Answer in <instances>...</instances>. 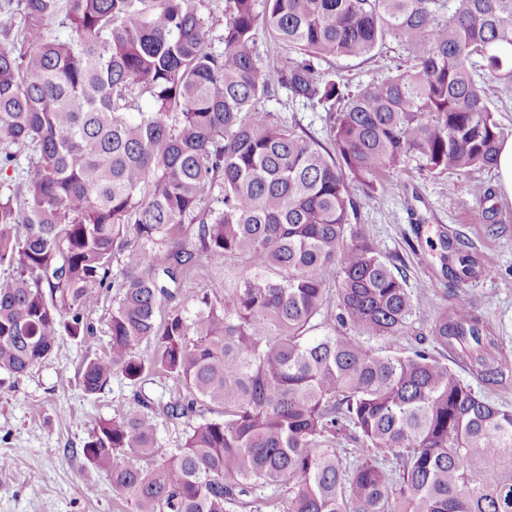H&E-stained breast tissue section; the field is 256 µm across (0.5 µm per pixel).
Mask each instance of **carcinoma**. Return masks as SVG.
Instances as JSON below:
<instances>
[{
  "mask_svg": "<svg viewBox=\"0 0 512 512\" xmlns=\"http://www.w3.org/2000/svg\"><path fill=\"white\" fill-rule=\"evenodd\" d=\"M255 2L224 0L221 53L197 0H23L18 25L0 5V179L34 153L0 197V265L15 271L0 281V371L89 335L110 280V345L81 382L95 395L120 375L134 405L83 454L131 512H253L267 486L269 512H512V410L441 358L498 385L512 372L497 338L460 296L430 347H401L428 292L355 223L350 189L371 196L409 157L432 175L494 166L503 131L481 81L512 97V0ZM56 18L66 41L46 32ZM262 32L292 57L262 63ZM388 37L406 68L382 82L352 91L322 69ZM281 89L329 113V142L261 109ZM145 94L152 110L135 111ZM236 255L254 272L157 321L201 262ZM155 375L174 383L165 402L137 391ZM161 419L182 427L163 454Z\"/></svg>",
  "mask_w": 512,
  "mask_h": 512,
  "instance_id": "cac0c4a2",
  "label": "carcinoma"
}]
</instances>
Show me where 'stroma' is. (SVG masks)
<instances>
[{
    "mask_svg": "<svg viewBox=\"0 0 512 512\" xmlns=\"http://www.w3.org/2000/svg\"><path fill=\"white\" fill-rule=\"evenodd\" d=\"M401 62V47L389 39L371 59L339 58L331 66L357 88L395 74ZM264 108L318 139L329 134L327 113L286 91ZM358 221L385 253L405 259L410 287L427 289L429 304L413 314L414 329L426 330L437 311L456 296H466L512 364V196L501 188L494 169L435 178L420 171L416 159H408L383 176L373 198L361 199ZM443 232L476 255L480 270L474 276L461 281L443 268L436 246ZM250 269L245 257L203 264L173 304L193 310L203 292L233 287ZM116 295L115 288H102L97 303L86 310L91 336H60L51 358L24 376L0 371V458L8 461L0 469V512H127L109 473L82 453L98 421L127 406L131 394L120 376L97 395L86 394L81 383L84 361L107 351Z\"/></svg>",
    "mask_w": 512,
    "mask_h": 512,
    "instance_id": "stroma-1",
    "label": "stroma"
}]
</instances>
